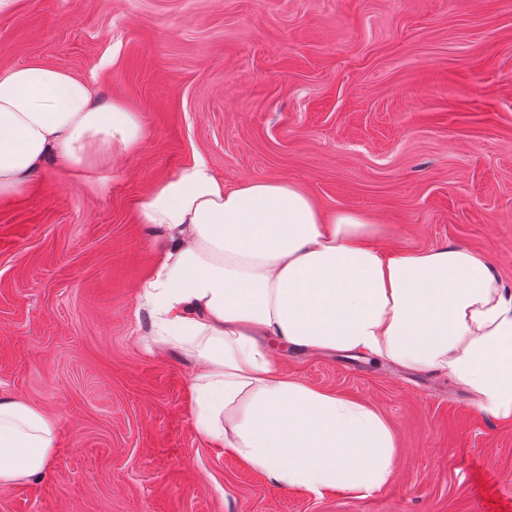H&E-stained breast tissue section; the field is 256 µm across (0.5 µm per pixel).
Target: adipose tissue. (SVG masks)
Masks as SVG:
<instances>
[{"label":"adipose tissue","mask_w":512,"mask_h":512,"mask_svg":"<svg viewBox=\"0 0 512 512\" xmlns=\"http://www.w3.org/2000/svg\"><path fill=\"white\" fill-rule=\"evenodd\" d=\"M138 112L88 80L32 62L0 72V196L24 192L47 164L84 172L135 156ZM154 235L138 298L149 339L197 363V433L272 484L323 496L383 489L396 446L366 404L289 378L267 337L420 373L445 372L478 412L512 424V287L460 246L387 252L364 213H324L296 186L255 178L226 187L203 158L136 204ZM55 419L0 397V485L41 474Z\"/></svg>","instance_id":"obj_1"}]
</instances>
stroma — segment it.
I'll use <instances>...</instances> for the list:
<instances>
[{
  "mask_svg": "<svg viewBox=\"0 0 512 512\" xmlns=\"http://www.w3.org/2000/svg\"><path fill=\"white\" fill-rule=\"evenodd\" d=\"M33 60L95 79L148 137L0 197V395L58 423L0 512H512V425L447 374L267 340L396 436L382 490L317 498L198 437L194 362L135 315L152 271L136 202L198 157L229 187L269 177L365 212L385 250L482 252L512 284V0H13L0 70Z\"/></svg>",
  "mask_w": 512,
  "mask_h": 512,
  "instance_id": "35a3bbf8",
  "label": "stroma"
}]
</instances>
